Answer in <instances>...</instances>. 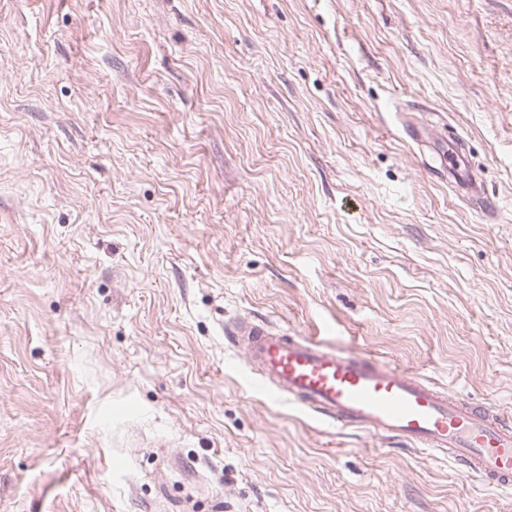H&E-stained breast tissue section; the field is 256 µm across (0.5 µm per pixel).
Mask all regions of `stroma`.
I'll list each match as a JSON object with an SVG mask.
<instances>
[{
	"instance_id": "1",
	"label": "stroma",
	"mask_w": 512,
	"mask_h": 512,
	"mask_svg": "<svg viewBox=\"0 0 512 512\" xmlns=\"http://www.w3.org/2000/svg\"><path fill=\"white\" fill-rule=\"evenodd\" d=\"M244 317L512 418V0H0V512H512ZM441 166L438 171L442 175L448 171V178L453 180L455 189L464 199L474 205L482 204L483 213L487 216L494 213L493 203L483 188L482 180L477 179L471 166H467L457 152H452L449 160L443 158Z\"/></svg>"
}]
</instances>
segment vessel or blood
<instances>
[{
    "mask_svg": "<svg viewBox=\"0 0 512 512\" xmlns=\"http://www.w3.org/2000/svg\"><path fill=\"white\" fill-rule=\"evenodd\" d=\"M457 192L492 215L480 179L459 154L442 160ZM252 371L249 382L277 401L383 437L403 440L458 466L494 491H512V421L485 404L460 399L429 377L370 354H339L312 339L238 320L230 336Z\"/></svg>",
    "mask_w": 512,
    "mask_h": 512,
    "instance_id": "obj_1",
    "label": "vessel or blood"
}]
</instances>
